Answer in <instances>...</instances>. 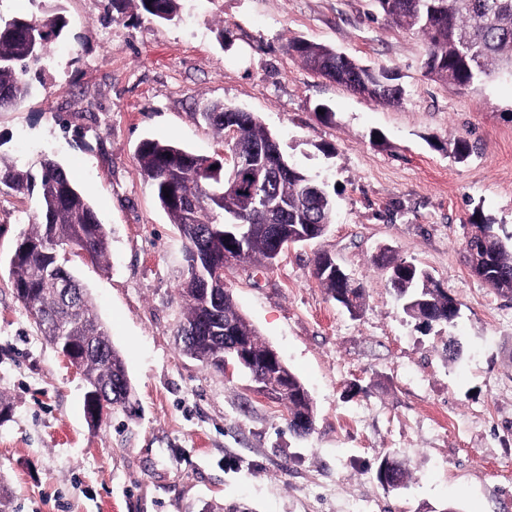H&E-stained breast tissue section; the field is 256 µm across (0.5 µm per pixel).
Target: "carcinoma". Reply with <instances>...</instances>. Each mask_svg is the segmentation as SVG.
<instances>
[{
    "instance_id": "carcinoma-1",
    "label": "carcinoma",
    "mask_w": 512,
    "mask_h": 512,
    "mask_svg": "<svg viewBox=\"0 0 512 512\" xmlns=\"http://www.w3.org/2000/svg\"><path fill=\"white\" fill-rule=\"evenodd\" d=\"M137 6L158 21H171L179 0H134ZM380 12L397 25L423 37L426 43L424 68L434 81L456 87L482 83L494 75L512 73V0H376ZM66 20L62 8L46 11L42 17L0 18V111L14 107L32 92L29 75L47 54L51 41L59 37ZM288 52L304 66L326 80L340 84L371 101L399 104L403 88L389 74L378 83L356 73L362 67L355 58L321 43L293 40ZM201 118L220 131L226 125L238 128L235 148L261 160L255 149L270 144L275 136L248 112H233L231 106L215 104L200 113ZM136 161L144 180L174 224L184 242L187 272L180 297L186 312L179 330L194 331L186 354L205 366L221 368L224 337L247 336L255 355L254 368L263 371V354L268 345L236 309L233 297L210 275L206 256L222 243L225 220L235 217L255 226L242 251L228 246L214 253L213 263L223 267L238 265L253 256L272 260L275 244L265 232L276 224L288 243H294V226L312 224L313 239L323 237L333 223V202L328 186L301 167L297 175L276 177L268 187V206L257 209L249 191V173L240 175L241 186L224 192V177L230 169L218 158L210 162L176 143L143 139ZM218 168H212V165ZM20 195H37L39 211L32 228L15 242L9 258V279L15 297L40 316L37 323L43 339L52 345H69L81 364L88 388L96 390L115 408L122 405L112 396L115 382L128 376L123 358L111 345L105 324L94 311L86 289L70 271L64 270L58 247L66 245L74 254L95 262L106 259L109 239L90 201L79 190L65 167L47 158L37 172L0 157V190ZM192 202V222L186 223L178 202ZM477 262L471 271L492 263L498 277L486 284L496 294L512 298V235L492 236L471 242ZM330 255L319 253L313 274L332 299L344 289L354 303L347 311L356 314L364 303V288L321 274ZM376 264L390 267L388 282L403 300L412 317L430 322L452 323L457 301L445 290L429 286V273L415 264L398 260L384 251ZM288 390L278 402L288 411V427L297 428L294 418L314 416V408L304 384L290 369Z\"/></svg>"
}]
</instances>
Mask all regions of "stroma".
Listing matches in <instances>:
<instances>
[{
  "instance_id": "1",
  "label": "stroma",
  "mask_w": 512,
  "mask_h": 512,
  "mask_svg": "<svg viewBox=\"0 0 512 512\" xmlns=\"http://www.w3.org/2000/svg\"><path fill=\"white\" fill-rule=\"evenodd\" d=\"M67 26L20 105L0 112V156L69 171L109 238L106 263L70 256L134 396L103 423L84 382L48 345L8 277L32 196L0 192V489L10 512H512V300L470 269V217L512 234V76L467 88L430 79L420 37L375 0H181L160 22L133 0H62ZM296 39L399 77L401 105L307 70ZM213 102L254 113L287 158L327 182L335 218L320 239L224 271L240 313L308 390L315 422L243 373L184 355L182 240L144 183L140 141L212 157ZM473 146L466 159L457 139ZM389 247L453 295V323L402 308L373 258ZM332 254L365 290L359 314L313 276ZM404 487L377 478L383 458Z\"/></svg>"
}]
</instances>
